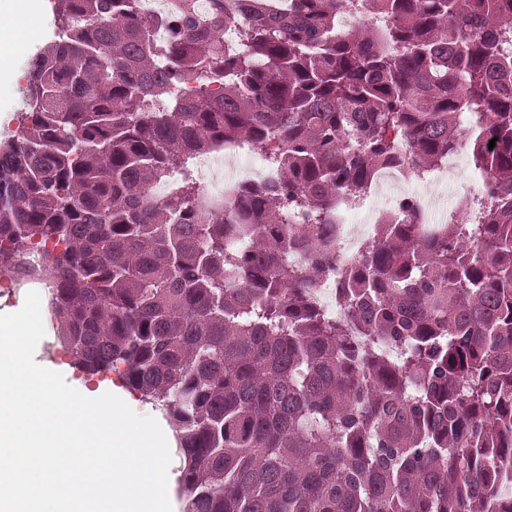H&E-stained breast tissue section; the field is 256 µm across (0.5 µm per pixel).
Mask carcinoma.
Returning a JSON list of instances; mask_svg holds the SVG:
<instances>
[{
    "mask_svg": "<svg viewBox=\"0 0 512 512\" xmlns=\"http://www.w3.org/2000/svg\"><path fill=\"white\" fill-rule=\"evenodd\" d=\"M55 27L0 141V275L43 248L72 365L171 425L182 512H512V0H56ZM220 144L275 180L206 201ZM461 148L481 220L404 200L338 267L339 204Z\"/></svg>",
    "mask_w": 512,
    "mask_h": 512,
    "instance_id": "carcinoma-1",
    "label": "carcinoma"
}]
</instances>
